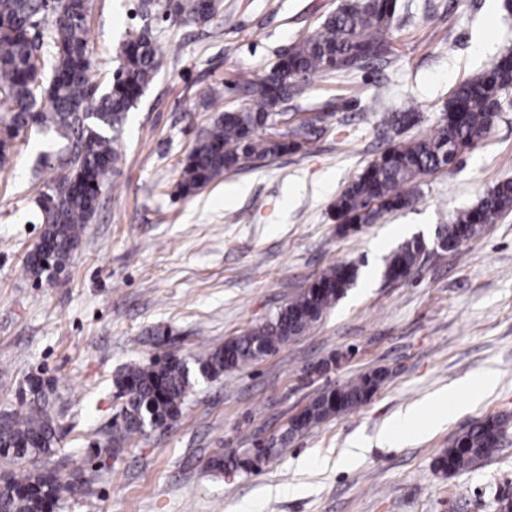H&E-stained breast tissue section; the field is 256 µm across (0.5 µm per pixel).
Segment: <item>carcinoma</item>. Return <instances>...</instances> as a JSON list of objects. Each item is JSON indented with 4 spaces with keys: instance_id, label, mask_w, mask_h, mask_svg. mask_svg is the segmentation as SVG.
<instances>
[{
    "instance_id": "carcinoma-1",
    "label": "carcinoma",
    "mask_w": 512,
    "mask_h": 512,
    "mask_svg": "<svg viewBox=\"0 0 512 512\" xmlns=\"http://www.w3.org/2000/svg\"><path fill=\"white\" fill-rule=\"evenodd\" d=\"M142 8L147 14L155 11L206 25L221 8V0H143ZM90 10L91 0H59L54 11L44 6V0H0V162L7 160L20 132L32 127L60 132L69 150L68 171L58 177L50 174L53 192L39 200L42 239L49 248L26 259L25 271L36 277L61 270L70 261L85 224L96 212L102 188L121 161L120 133L127 113L165 56L164 41L149 28L141 30L123 45L107 90L98 92L89 79L96 65L87 39ZM395 12L396 0L347 4L294 44L263 76L236 81V90L250 105L224 110L196 141L180 161V191L192 195L254 157H275L299 148L297 138L306 134L303 127L292 131L290 141L264 137L258 131L267 125L274 108L304 91L310 77L351 72L386 60ZM502 104L512 106V61L507 58L459 83L432 133L393 144L369 162L337 196L336 222L356 229L411 204L413 195L407 187L423 175L450 167L461 152L480 142ZM511 208L512 181H505L443 226L438 236L446 248L456 249ZM425 250L420 239L401 245L386 258L384 278L404 279ZM356 277L353 264L330 267L268 322L198 356V372L218 377L302 335ZM192 376L189 363L174 355L120 373L114 384L123 417L121 437L175 420L193 387ZM382 381L383 374L374 370L323 391L291 419L287 434L294 436L335 414L357 409ZM48 407L44 385L35 379L22 391L20 409L0 417V460L10 466L0 476V512H52L71 492L69 483L49 467L58 435ZM511 425L506 414L479 421L450 442L437 457L436 469L467 470L503 445ZM281 452L273 445L253 448L245 455L216 457L210 466L220 472L229 466L255 471Z\"/></svg>"
}]
</instances>
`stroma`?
I'll use <instances>...</instances> for the list:
<instances>
[{
    "mask_svg": "<svg viewBox=\"0 0 512 512\" xmlns=\"http://www.w3.org/2000/svg\"><path fill=\"white\" fill-rule=\"evenodd\" d=\"M347 0H224L209 24L139 10V0H92L88 37L102 64L142 27L166 44L164 63L131 107L123 156L64 271L34 278L24 260L41 239L38 200L61 169L56 134L16 140L0 167V414L42 379L62 436L51 465L73 483L60 512H495L512 494V439L464 474L435 468L458 434L512 414V211L455 250L433 244L443 225L512 180V108L453 168L417 179L415 201L356 231L332 205L390 144L440 123L452 89L512 54L505 0H397L386 62L309 79L264 134L314 132L299 150L247 162L222 182L179 192L186 153L224 109L239 76L258 77ZM224 96H210L213 87ZM413 105L407 130L384 110ZM420 238L433 250L402 280L386 257ZM373 269L303 335L216 378L196 376L181 415L113 443L114 378L175 354L193 361L269 320L331 266ZM385 379L359 409L288 436L319 393L359 374ZM490 376L461 411L430 431L384 430L456 382ZM284 442L256 472L210 470L216 454ZM362 445L358 458L347 455Z\"/></svg>",
    "mask_w": 512,
    "mask_h": 512,
    "instance_id": "stroma-1",
    "label": "stroma"
}]
</instances>
